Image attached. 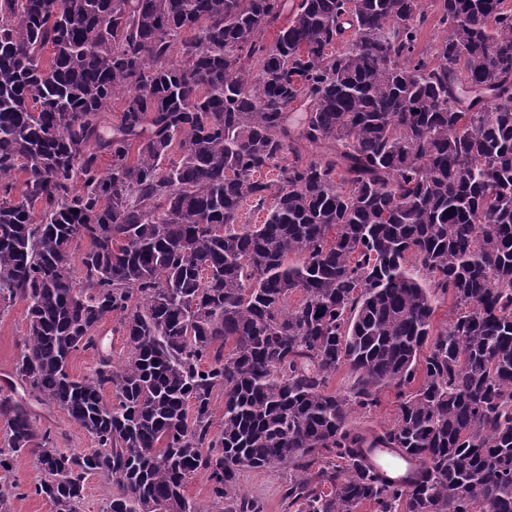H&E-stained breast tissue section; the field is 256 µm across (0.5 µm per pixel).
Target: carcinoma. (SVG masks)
Returning a JSON list of instances; mask_svg holds the SVG:
<instances>
[{"instance_id":"obj_1","label":"carcinoma","mask_w":512,"mask_h":512,"mask_svg":"<svg viewBox=\"0 0 512 512\" xmlns=\"http://www.w3.org/2000/svg\"><path fill=\"white\" fill-rule=\"evenodd\" d=\"M26 298L0 512L29 452L52 512L92 475L103 512H202L199 476L264 512L244 469L288 472L286 512H512V0H0V309ZM397 408L396 390L388 388L382 395L380 407L368 414L354 413V418L361 426L380 429L392 423ZM50 419L57 425V447L66 451L79 452L95 447L92 438L79 425L72 422L67 414L53 410ZM368 460L388 479L406 482L408 475L418 469V463L394 448H365Z\"/></svg>"}]
</instances>
